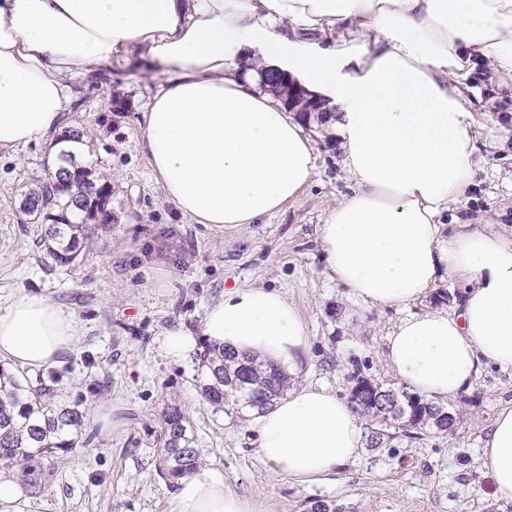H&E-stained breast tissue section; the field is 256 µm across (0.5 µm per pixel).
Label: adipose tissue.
Returning <instances> with one entry per match:
<instances>
[{
    "label": "adipose tissue",
    "mask_w": 512,
    "mask_h": 512,
    "mask_svg": "<svg viewBox=\"0 0 512 512\" xmlns=\"http://www.w3.org/2000/svg\"><path fill=\"white\" fill-rule=\"evenodd\" d=\"M351 21L366 45L324 47L302 33ZM286 32H276V25ZM140 47L170 76L142 114L141 146L167 200L194 223L255 224L300 196L316 152L298 119L260 85L290 73L338 106L335 132L353 184L317 228L324 266L354 299L408 313L386 338L390 372L444 404L484 367L512 371V233L446 224L473 177L478 126L466 97L473 56L512 76V0H0V152L60 129L69 80ZM459 282L453 309H422L440 273ZM78 319L40 291L0 301V361L54 365ZM294 373L307 327L279 290L225 289L198 331L167 332L169 360L200 342ZM258 456L288 477L324 479L355 460L362 421L335 392L300 384L250 424ZM493 497L512 505V405L482 442ZM168 512H253L200 465Z\"/></svg>",
    "instance_id": "obj_1"
}]
</instances>
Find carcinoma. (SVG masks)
<instances>
[{
    "label": "carcinoma",
    "instance_id": "carcinoma-1",
    "mask_svg": "<svg viewBox=\"0 0 512 512\" xmlns=\"http://www.w3.org/2000/svg\"><path fill=\"white\" fill-rule=\"evenodd\" d=\"M26 198L41 202L49 223L43 225L40 241L62 267L82 261L97 231L110 232L112 224L95 223L96 216L112 198L110 182L93 180L83 167L73 184L57 177L37 186ZM200 396L220 409H262L283 396L289 377L277 368H263L253 358L204 345L200 353ZM64 374L41 372L30 378L0 363V476L17 481L28 495L47 490L56 479L67 455L90 443L85 435L88 416L81 402L57 398ZM367 385L371 397L355 403L362 416L377 427L368 435V445L379 448L396 438L394 428L407 438L418 439L430 429L446 433L456 424L448 409L409 393L357 380ZM163 427L154 449L157 471L173 484L192 473L201 463L191 420L179 403L167 405Z\"/></svg>",
    "mask_w": 512,
    "mask_h": 512
}]
</instances>
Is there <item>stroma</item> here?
I'll return each instance as SVG.
<instances>
[{
	"instance_id": "1",
	"label": "stroma",
	"mask_w": 512,
	"mask_h": 512,
	"mask_svg": "<svg viewBox=\"0 0 512 512\" xmlns=\"http://www.w3.org/2000/svg\"><path fill=\"white\" fill-rule=\"evenodd\" d=\"M166 77L165 67L137 49L70 82L65 124L92 136L91 175L107 177L112 187V230L75 266H60L39 247L35 223L20 211L24 193L49 178L50 141L0 154V297L41 290L76 315L83 334L60 358L72 369L61 395L91 414L116 407L121 421L106 435L88 423L90 444L70 453L56 482L31 498L32 512H168L172 488L158 475L152 449L173 401L193 422L204 463L222 465L226 485L255 512H308L317 498L347 504L351 512H512L494 501L479 468L491 420L512 403V372L487 368L448 402L458 416L452 431L362 448L328 480L302 485L259 458L245 419L201 398L196 361L164 357L167 331L198 326L225 289L276 288L299 307L309 331L308 357L295 383H320L346 399L356 377L397 387L384 352L402 316L397 308L357 302L324 268L317 226L352 190L336 135L324 123L308 126L317 153L312 183L262 223L209 228L166 199L140 147L141 111ZM467 86L479 124L475 176L444 221L493 223L507 232L512 79L480 64Z\"/></svg>"
}]
</instances>
